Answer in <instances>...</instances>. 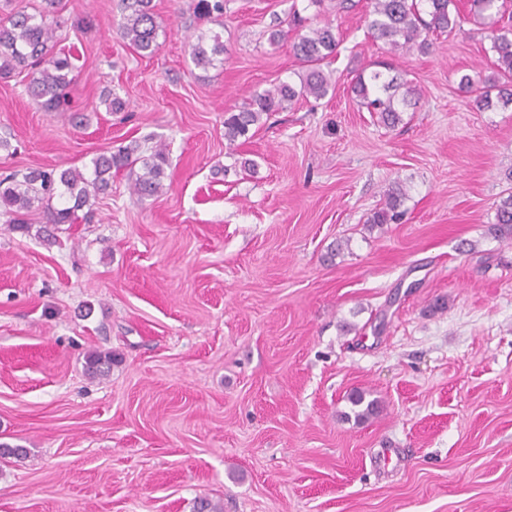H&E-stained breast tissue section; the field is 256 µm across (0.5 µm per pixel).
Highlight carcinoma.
<instances>
[{
	"label": "carcinoma",
	"instance_id": "1",
	"mask_svg": "<svg viewBox=\"0 0 512 512\" xmlns=\"http://www.w3.org/2000/svg\"><path fill=\"white\" fill-rule=\"evenodd\" d=\"M43 11L31 14L16 11L0 19V74L17 69L27 71L26 89L40 100L49 112L59 110L65 101L74 69L71 56L57 54L58 26L46 22L48 13L54 11L59 0H44ZM123 22L119 31L122 39L142 56L153 55L158 48L159 22L152 0H121ZM501 0H471L470 11L489 20L490 51L496 57V72L488 77L464 74L460 84L472 95L478 110H489L494 100L512 103V23L500 24L498 16L504 14ZM367 27L376 40L383 41L393 51L417 50L426 53L434 33H452L461 21L455 0H370L366 16ZM295 32L292 50L300 60L303 71L300 85L282 81L253 97L248 107L224 119V138L234 143L247 137L250 127L262 116L286 108L299 97L320 100L329 94L331 83L321 68L322 63L336 55L339 39L329 23L322 26L305 24V19H293ZM211 48L203 45V38L191 46L195 65L206 68L214 65L224 54V43L217 34L211 37ZM386 71L375 70L359 73L351 85V92L368 111L379 114L380 121L393 127L402 121V113L415 98V89ZM402 97H396L400 88ZM141 164L142 174L133 183L132 193L139 198L152 197L163 190L162 179L168 163L165 145L158 144L143 154L141 145L132 142L94 157L92 172L87 175L78 168L61 171L31 169L10 174L0 179V212L5 223L16 231L28 228L24 214L34 201L45 202L46 223L54 226L72 224L77 211L92 208L96 200L112 190V171ZM407 198L404 187L396 183L385 195L383 205L368 219L370 224H391L403 216L402 207ZM494 230L504 239H512V195L497 205ZM112 366V355L91 353L86 358V370L93 376L102 375ZM354 419L365 421L379 412L375 399H367L364 391H354L348 396Z\"/></svg>",
	"mask_w": 512,
	"mask_h": 512
}]
</instances>
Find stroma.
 Wrapping results in <instances>:
<instances>
[{
	"label": "stroma",
	"mask_w": 512,
	"mask_h": 512,
	"mask_svg": "<svg viewBox=\"0 0 512 512\" xmlns=\"http://www.w3.org/2000/svg\"><path fill=\"white\" fill-rule=\"evenodd\" d=\"M368 2L153 0L143 57L120 0H61L60 111L0 75V177L134 140L169 157L162 194L113 173L56 243L40 207L32 233L0 221V444L24 450L0 455V512H512V240L493 229L512 106L476 110L459 87L495 70L470 0L426 54L374 40ZM296 10L336 29L333 92L228 144L229 113L297 82L289 41L269 40ZM215 33L222 61L195 66ZM388 58L419 90L393 128L350 90ZM397 182L402 223L369 224ZM95 350L108 376L86 374ZM356 389L381 404L363 422Z\"/></svg>",
	"instance_id": "obj_1"
}]
</instances>
